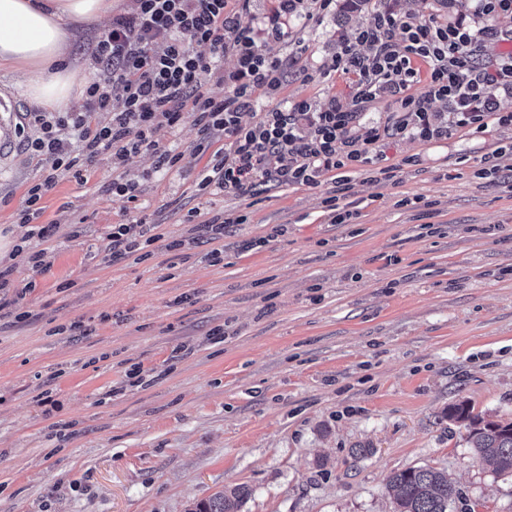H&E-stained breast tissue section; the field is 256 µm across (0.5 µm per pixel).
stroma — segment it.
<instances>
[{
    "mask_svg": "<svg viewBox=\"0 0 512 512\" xmlns=\"http://www.w3.org/2000/svg\"><path fill=\"white\" fill-rule=\"evenodd\" d=\"M276 7L252 0L241 18L287 64L278 92L254 93L257 113L351 101L333 61L382 10L512 32V15L474 0H370L351 14L333 0L320 15L303 0L280 21ZM111 24L72 26L83 79ZM153 138L180 153L176 167L132 156L140 194L127 204L112 196L109 155L83 179L61 176L41 200L46 241L17 216L43 161L20 132L0 150V237L23 248L7 293L25 294L0 310V512H186L235 484L252 489L242 512H391L387 480L413 466L448 475L456 512H512V479L474 461L444 417L464 401L512 419V126L381 139L351 175L347 224L323 204L337 172L210 194L191 120ZM488 162L497 174L476 177ZM385 167L394 181L381 182ZM194 210L244 216L224 232L223 262L206 261ZM135 220L162 240L144 262L112 260L113 225ZM361 447L371 455L353 459Z\"/></svg>",
    "mask_w": 512,
    "mask_h": 512,
    "instance_id": "35a3bbf8",
    "label": "stroma"
}]
</instances>
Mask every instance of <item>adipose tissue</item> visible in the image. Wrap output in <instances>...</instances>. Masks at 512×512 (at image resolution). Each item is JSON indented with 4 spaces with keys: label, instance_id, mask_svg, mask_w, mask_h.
<instances>
[{
    "label": "adipose tissue",
    "instance_id": "ef3b65f1",
    "mask_svg": "<svg viewBox=\"0 0 512 512\" xmlns=\"http://www.w3.org/2000/svg\"><path fill=\"white\" fill-rule=\"evenodd\" d=\"M112 0H0V68L15 72L28 96L70 108L81 86L66 67L71 25L102 18Z\"/></svg>",
    "mask_w": 512,
    "mask_h": 512
}]
</instances>
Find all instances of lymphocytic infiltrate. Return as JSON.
Segmentation results:
<instances>
[{"label":"lymphocytic infiltrate","mask_w":512,"mask_h":512,"mask_svg":"<svg viewBox=\"0 0 512 512\" xmlns=\"http://www.w3.org/2000/svg\"><path fill=\"white\" fill-rule=\"evenodd\" d=\"M135 8L112 19L99 37L94 59L100 75L87 83L85 104L71 112H27L22 124L34 128L26 151L47 160L38 182L32 184L19 211L21 223L33 235L47 239L48 226L39 225L40 201L60 176L81 177L88 162L110 155L117 176L112 195L135 202L139 184L124 167L132 155L145 150L158 154L159 166L173 168L179 154L159 150L154 133L179 126L191 117L202 144L223 141L198 174L200 189L249 193L256 180L282 184H316L322 173L354 168L367 162L368 140L353 134L366 103L395 97L402 120L388 127L391 137L432 142L449 129L477 134L489 123L512 126V113L501 111L496 93H512V52L497 51L500 40L490 27L472 29L460 23L421 21L379 13L361 28L354 43L345 44L333 68L354 90L350 105L331 104L309 111L307 103L291 110L273 106L255 121H246L256 90L278 88L285 63L259 49L253 31L240 18L249 0H135ZM401 45H394V36ZM209 54H201V47ZM236 59L227 76L228 94L204 92L206 79L220 72L225 55ZM428 65L426 84L419 94L414 61ZM122 96L113 99V85ZM444 103L447 120H439L434 103ZM108 115L94 121L95 113ZM113 259H125L158 239L153 225L116 224L108 235Z\"/></svg>","instance_id":"f902f5d3"}]
</instances>
